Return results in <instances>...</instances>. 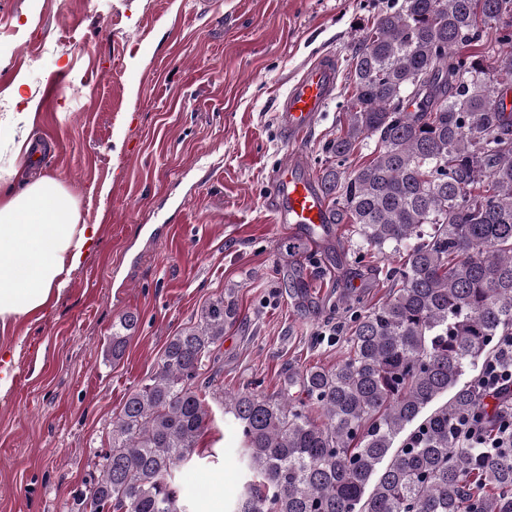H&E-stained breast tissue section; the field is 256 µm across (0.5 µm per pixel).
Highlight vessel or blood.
I'll use <instances>...</instances> for the list:
<instances>
[{
	"label": "vessel or blood",
	"mask_w": 512,
	"mask_h": 512,
	"mask_svg": "<svg viewBox=\"0 0 512 512\" xmlns=\"http://www.w3.org/2000/svg\"><path fill=\"white\" fill-rule=\"evenodd\" d=\"M339 71L335 58L312 64L291 86L280 102V124L291 142H301L333 98ZM271 211L277 223L294 231L318 237L330 223L328 203L320 185L305 171L300 155H292L280 167L272 187Z\"/></svg>",
	"instance_id": "b4317fda"
}]
</instances>
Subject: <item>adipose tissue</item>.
Returning a JSON list of instances; mask_svg holds the SVG:
<instances>
[{
  "label": "adipose tissue",
  "instance_id": "adipose-tissue-1",
  "mask_svg": "<svg viewBox=\"0 0 512 512\" xmlns=\"http://www.w3.org/2000/svg\"><path fill=\"white\" fill-rule=\"evenodd\" d=\"M25 111L0 120V143L11 147L0 167V330L45 312L66 290L72 272L95 247L99 229L84 224L59 179L17 183L16 169L31 157L33 97L18 91Z\"/></svg>",
  "mask_w": 512,
  "mask_h": 512
}]
</instances>
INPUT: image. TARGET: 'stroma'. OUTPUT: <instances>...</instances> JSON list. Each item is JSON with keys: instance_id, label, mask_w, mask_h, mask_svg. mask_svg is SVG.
I'll list each match as a JSON object with an SVG mask.
<instances>
[{"instance_id": "stroma-1", "label": "stroma", "mask_w": 512, "mask_h": 512, "mask_svg": "<svg viewBox=\"0 0 512 512\" xmlns=\"http://www.w3.org/2000/svg\"><path fill=\"white\" fill-rule=\"evenodd\" d=\"M0 0V113L24 80L38 104L35 140L56 149L27 164L62 181L99 241L44 316L0 333L14 382L0 396V512H67L100 479L112 423L167 342L226 296L220 384L281 387L285 367L336 365L347 352L339 297L381 302L396 257L364 250L347 224L313 245L276 223L272 177L293 153L321 179L325 144L346 120L345 68L390 0ZM341 69L334 97L298 147L277 105L319 56ZM143 224L168 225L152 241ZM140 325L120 360L103 355L126 313ZM178 480L229 505L244 474L236 425L214 409Z\"/></svg>"}]
</instances>
